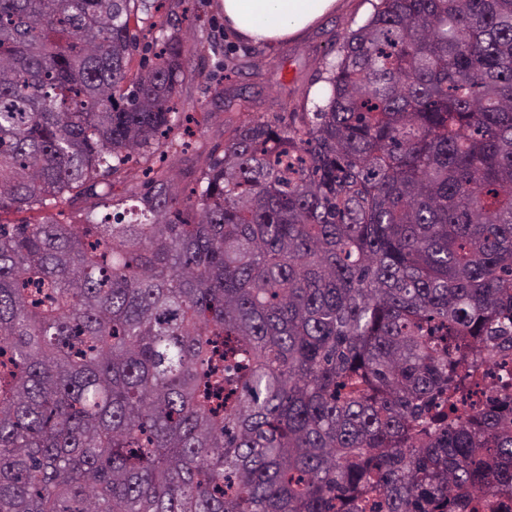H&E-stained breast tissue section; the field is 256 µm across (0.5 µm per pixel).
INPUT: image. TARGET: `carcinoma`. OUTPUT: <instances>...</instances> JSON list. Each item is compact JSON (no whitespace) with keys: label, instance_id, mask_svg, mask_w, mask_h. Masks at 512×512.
<instances>
[{"label":"carcinoma","instance_id":"1","mask_svg":"<svg viewBox=\"0 0 512 512\" xmlns=\"http://www.w3.org/2000/svg\"><path fill=\"white\" fill-rule=\"evenodd\" d=\"M151 8L0 0V512H502L512 372L457 405L512 347V0H379L325 105L122 211Z\"/></svg>","mask_w":512,"mask_h":512}]
</instances>
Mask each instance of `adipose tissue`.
<instances>
[{
    "label": "adipose tissue",
    "instance_id": "obj_1",
    "mask_svg": "<svg viewBox=\"0 0 512 512\" xmlns=\"http://www.w3.org/2000/svg\"><path fill=\"white\" fill-rule=\"evenodd\" d=\"M337 0H221L224 20L244 40L273 45L300 37Z\"/></svg>",
    "mask_w": 512,
    "mask_h": 512
}]
</instances>
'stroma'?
Wrapping results in <instances>:
<instances>
[{"instance_id": "obj_1", "label": "stroma", "mask_w": 512, "mask_h": 512, "mask_svg": "<svg viewBox=\"0 0 512 512\" xmlns=\"http://www.w3.org/2000/svg\"><path fill=\"white\" fill-rule=\"evenodd\" d=\"M376 0H340L336 11L299 38L275 46L247 42L225 24L217 0H163L160 20L178 31L190 46L176 90L178 111L209 119L190 139L174 129L163 165L182 191H190L204 159L224 149L225 121L232 108L245 118L287 122L290 109L313 111L325 104L326 70L336 60L345 32L363 25Z\"/></svg>"}]
</instances>
